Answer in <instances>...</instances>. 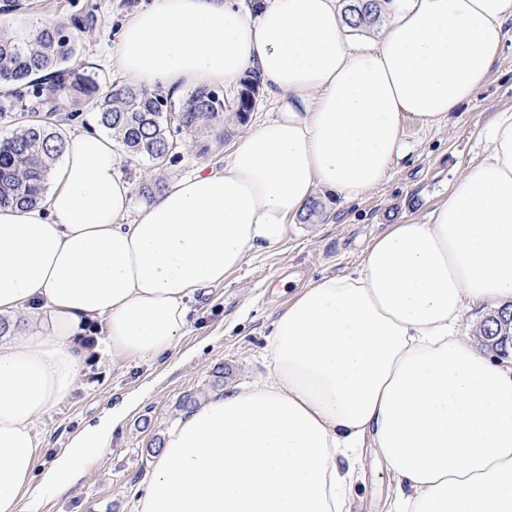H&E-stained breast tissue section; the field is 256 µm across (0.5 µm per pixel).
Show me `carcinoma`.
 I'll return each mask as SVG.
<instances>
[{"instance_id": "obj_1", "label": "carcinoma", "mask_w": 512, "mask_h": 512, "mask_svg": "<svg viewBox=\"0 0 512 512\" xmlns=\"http://www.w3.org/2000/svg\"><path fill=\"white\" fill-rule=\"evenodd\" d=\"M346 22L355 29L371 27L382 17L390 0H341ZM77 50V37L65 25H45L36 37L30 30L0 33V83L13 87L11 100L0 102V117L15 104L32 98L48 106V114L66 112L83 102L97 113L99 125L132 157L162 162L177 155L181 144L171 130L208 129L225 135L224 94L203 87L186 98L180 111H172L171 101L158 93L137 86L101 92L88 72L68 66ZM260 94L255 75L240 80L235 105L236 121L247 120ZM66 136L59 125L44 120L26 123L11 136L0 140V203L21 208L37 204L47 189L55 161L62 155ZM475 335L492 352L505 348L502 335L492 320L484 318Z\"/></svg>"}]
</instances>
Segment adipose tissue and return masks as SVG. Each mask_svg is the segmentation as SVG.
Listing matches in <instances>:
<instances>
[{
	"mask_svg": "<svg viewBox=\"0 0 512 512\" xmlns=\"http://www.w3.org/2000/svg\"><path fill=\"white\" fill-rule=\"evenodd\" d=\"M391 10L374 46L356 43L340 0H154L125 22L115 61L130 78L178 96L251 72L279 116L133 224L119 146L91 132L67 141L36 206H0V512L69 488L142 399L104 411L34 479L33 424L75 388L90 321L113 361L174 351L193 297L284 243L319 193L352 202L382 182L406 122L441 124L474 98L512 0ZM482 135L427 223L391 225L352 272L296 288L271 373L168 431L141 512H348L366 448L400 488L392 512H512V365L461 331L471 306L512 304V108Z\"/></svg>",
	"mask_w": 512,
	"mask_h": 512,
	"instance_id": "obj_1",
	"label": "adipose tissue"
}]
</instances>
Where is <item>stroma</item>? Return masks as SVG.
Wrapping results in <instances>:
<instances>
[{"label":"stroma","instance_id":"35a3bbf8","mask_svg":"<svg viewBox=\"0 0 512 512\" xmlns=\"http://www.w3.org/2000/svg\"><path fill=\"white\" fill-rule=\"evenodd\" d=\"M152 0H0V31L12 32L42 22L70 24L87 19L77 30L75 66L94 75L105 88L130 84L114 65L124 23ZM499 59L476 98L460 104L446 123L404 128V149L387 176L361 200L326 207L320 218L295 221L279 247L251 251L224 285L191 303L189 325L175 351L138 363H113L88 347V360L72 396L39 418L34 431L43 450L34 464L42 477L69 437L126 395L144 391L142 402L112 437V445L87 467L66 492L40 498L37 512H139L149 479L156 438L178 422L179 399L192 393L206 399L219 391L245 386L272 369L267 349L274 321L286 296L276 294L281 280L300 281L324 274L340 275L357 266L376 235L389 225L422 221L448 195V188L468 162L482 154L479 132L495 112L512 107V19ZM228 134L216 140L207 130L179 132L178 140L208 144L205 154L181 151L164 165L121 156L118 172L134 187L192 173L197 167L222 168L243 125L228 120ZM223 380H216V369ZM397 483L374 453H365L355 472L351 512H390Z\"/></svg>","mask_w":512,"mask_h":512}]
</instances>
